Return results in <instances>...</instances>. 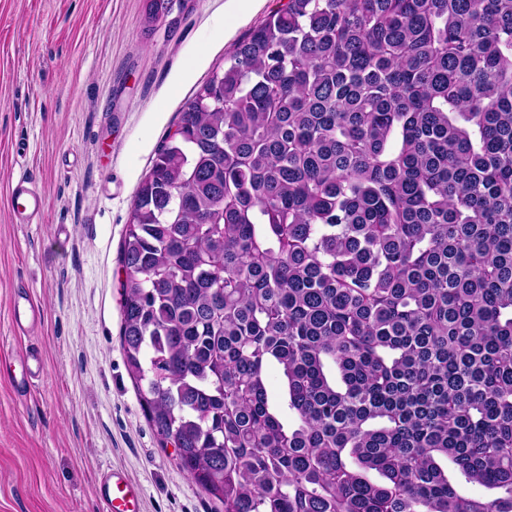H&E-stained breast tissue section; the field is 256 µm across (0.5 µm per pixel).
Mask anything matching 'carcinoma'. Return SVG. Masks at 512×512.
Segmentation results:
<instances>
[{
  "label": "carcinoma",
  "instance_id": "cac0c4a2",
  "mask_svg": "<svg viewBox=\"0 0 512 512\" xmlns=\"http://www.w3.org/2000/svg\"><path fill=\"white\" fill-rule=\"evenodd\" d=\"M122 265L143 408L224 512H512V0H288L185 103Z\"/></svg>",
  "mask_w": 512,
  "mask_h": 512
}]
</instances>
